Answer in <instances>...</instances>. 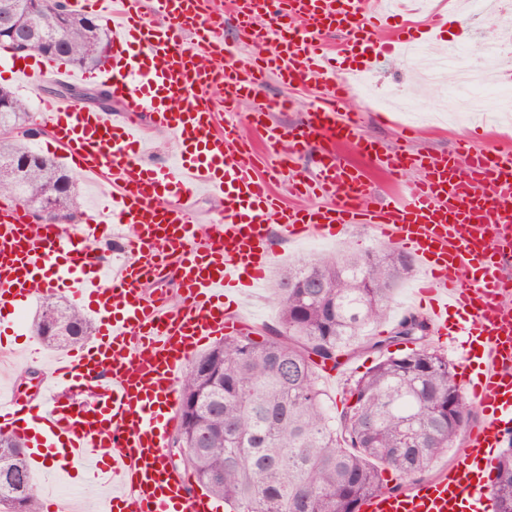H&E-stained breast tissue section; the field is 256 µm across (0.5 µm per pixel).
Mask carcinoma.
Instances as JSON below:
<instances>
[{
	"instance_id": "1",
	"label": "carcinoma",
	"mask_w": 512,
	"mask_h": 512,
	"mask_svg": "<svg viewBox=\"0 0 512 512\" xmlns=\"http://www.w3.org/2000/svg\"><path fill=\"white\" fill-rule=\"evenodd\" d=\"M31 0H0V13L20 12L42 28ZM48 56L85 69L101 60L109 34L69 12ZM0 88V198L47 208L50 219L77 204L76 179L28 146L29 113L3 104ZM413 259L392 246L360 254H323L279 272L274 299L279 326L252 329L195 357L180 381L173 442L197 485L234 512H359L364 498L386 488L382 473L429 475L457 447L470 407L448 360L427 343L426 321L410 315L384 338L364 329L386 318L394 289ZM36 336L48 347L92 336L82 313L56 300L42 305ZM413 343L408 353L382 358L349 389L340 413L321 387L327 363L362 350L382 352ZM23 442L0 434V512H41ZM494 512H512V447L495 466Z\"/></svg>"
}]
</instances>
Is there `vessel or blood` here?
Segmentation results:
<instances>
[{
    "label": "vessel or blood",
    "mask_w": 512,
    "mask_h": 512,
    "mask_svg": "<svg viewBox=\"0 0 512 512\" xmlns=\"http://www.w3.org/2000/svg\"><path fill=\"white\" fill-rule=\"evenodd\" d=\"M212 3L67 0L71 11L108 16L112 60L89 78L110 89L121 113L61 98L41 100L38 111L66 162L110 183L112 194L79 224H36L19 203L0 205V313L66 291L95 306L99 327L79 348L46 358L49 379L35 398L0 394V433L25 441L34 471L83 473L109 489L102 512H218L166 453L182 375L204 345L243 328L235 298L264 280L273 235L333 237L369 224L419 263L425 317L455 342L459 383L482 421L466 426L454 463L368 497L360 512H485L489 466L497 449L512 446V281L502 274L512 262V154L464 144L437 156L401 145L382 151L360 137L357 116L336 108L347 91L336 56L375 74L405 45L428 44L388 26L372 0H229L223 12ZM228 13L251 49L247 61L224 45ZM330 33L331 47L323 42ZM52 68L34 53L10 70L24 85ZM271 72L291 90L324 88L300 124L268 125L291 103L261 97ZM143 113L177 143L164 165L141 161L135 119ZM243 118L253 139L239 131ZM349 143L388 175L422 170L408 201H376L341 151ZM310 152L311 169H289L291 157ZM281 178L303 205L279 202L271 184ZM200 191L220 198L218 224H199L189 207ZM106 239L119 263L96 258ZM164 274L175 278L177 297L146 294Z\"/></svg>",
    "instance_id": "b4317fda"
}]
</instances>
